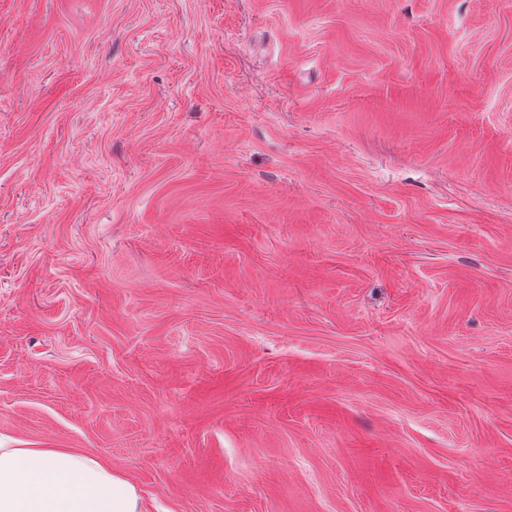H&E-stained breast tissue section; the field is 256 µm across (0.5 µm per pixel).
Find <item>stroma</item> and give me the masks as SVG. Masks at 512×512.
<instances>
[{"instance_id":"obj_1","label":"stroma","mask_w":512,"mask_h":512,"mask_svg":"<svg viewBox=\"0 0 512 512\" xmlns=\"http://www.w3.org/2000/svg\"><path fill=\"white\" fill-rule=\"evenodd\" d=\"M0 444L512 512V0H0Z\"/></svg>"}]
</instances>
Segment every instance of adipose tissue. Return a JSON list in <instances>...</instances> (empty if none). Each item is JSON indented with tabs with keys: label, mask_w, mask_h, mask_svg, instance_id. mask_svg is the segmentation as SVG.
<instances>
[{
	"label": "adipose tissue",
	"mask_w": 512,
	"mask_h": 512,
	"mask_svg": "<svg viewBox=\"0 0 512 512\" xmlns=\"http://www.w3.org/2000/svg\"><path fill=\"white\" fill-rule=\"evenodd\" d=\"M0 512H141L136 488L77 450L0 447Z\"/></svg>",
	"instance_id": "adipose-tissue-1"
}]
</instances>
